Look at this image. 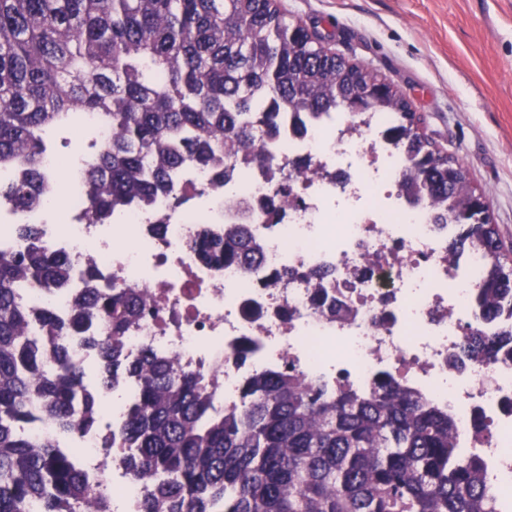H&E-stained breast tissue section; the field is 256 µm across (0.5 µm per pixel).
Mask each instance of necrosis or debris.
Wrapping results in <instances>:
<instances>
[{"label": "necrosis or debris", "mask_w": 512, "mask_h": 512, "mask_svg": "<svg viewBox=\"0 0 512 512\" xmlns=\"http://www.w3.org/2000/svg\"><path fill=\"white\" fill-rule=\"evenodd\" d=\"M389 125L382 112L360 120L281 113L266 144L269 165L238 164L222 183L210 171H181L173 193L112 224L90 223L87 200L62 190L81 174L80 151H52L41 159L52 178L45 203L22 214L0 205V251L24 249L18 222L37 224L44 245L74 269L92 262L121 287L144 291L149 308L126 335V355L175 356L184 370L214 378L228 406L251 377L287 367L327 389L366 391L392 374L454 416L459 448L479 456L499 512H512V361L481 363L464 349L471 333L495 335L512 318L480 319L473 293L484 261L468 252L449 265L456 227L435 223L401 186L406 157L387 139ZM301 164L311 171L304 180L293 176ZM242 218L263 247L257 271L212 264L193 248L202 232L223 235ZM81 288L75 278L22 294L65 321ZM317 290L327 307L314 305ZM134 395L122 382L102 394L90 430L65 432L45 415L25 427L33 439L56 440L112 512L141 510L125 449L102 452Z\"/></svg>", "instance_id": "necrosis-or-debris-1"}]
</instances>
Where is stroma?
Returning <instances> with one entry per match:
<instances>
[{
	"label": "stroma",
	"mask_w": 512,
	"mask_h": 512,
	"mask_svg": "<svg viewBox=\"0 0 512 512\" xmlns=\"http://www.w3.org/2000/svg\"><path fill=\"white\" fill-rule=\"evenodd\" d=\"M327 48L375 69L455 151L512 246V0H279Z\"/></svg>",
	"instance_id": "stroma-1"
}]
</instances>
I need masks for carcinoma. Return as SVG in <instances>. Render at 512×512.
<instances>
[{
  "label": "carcinoma",
  "instance_id": "cac0c4a2",
  "mask_svg": "<svg viewBox=\"0 0 512 512\" xmlns=\"http://www.w3.org/2000/svg\"><path fill=\"white\" fill-rule=\"evenodd\" d=\"M288 21L276 0H0V202L39 205L49 136L88 124L111 131L72 189L95 224L174 189L200 165L222 181L224 161L264 166L279 112H388L387 138L407 159L402 184L441 221L458 225L448 256L486 259L477 297L486 318L512 312V259L482 216L455 153L420 129L398 93ZM27 247L0 252V512H111L70 456L24 426L37 411L65 430L96 425L99 393L136 381L122 426L123 459L147 487L141 512H497L481 461L462 455L452 416L385 373L368 391H327L292 369L255 376L240 404L216 405L203 373L148 349L134 361L125 338L146 296L100 282L93 263L69 322L27 305L22 286L52 292L74 276L38 225H19ZM217 265L258 267L261 246L237 225L194 243ZM78 335L98 352L96 384L60 345ZM470 358L512 353V328L476 337Z\"/></svg>",
  "mask_w": 512,
  "mask_h": 512
}]
</instances>
